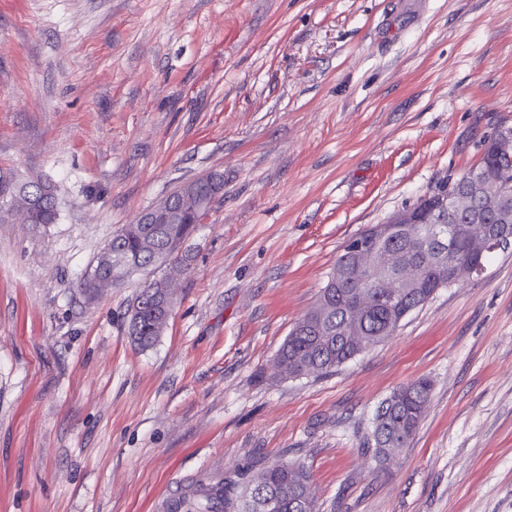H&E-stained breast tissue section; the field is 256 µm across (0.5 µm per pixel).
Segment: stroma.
I'll return each mask as SVG.
<instances>
[{
  "instance_id": "1",
  "label": "stroma",
  "mask_w": 512,
  "mask_h": 512,
  "mask_svg": "<svg viewBox=\"0 0 512 512\" xmlns=\"http://www.w3.org/2000/svg\"><path fill=\"white\" fill-rule=\"evenodd\" d=\"M512 125V0H0V175L52 224L0 222V512H165L260 461L319 512H512V247L335 373L275 355L362 230ZM218 171L156 344L83 275L122 225ZM433 384L409 442L373 417ZM29 191L9 196L12 208L7 217L14 211L21 212L27 224H51L56 217L55 197L51 190L39 183L25 185ZM431 382L419 379L396 388L376 408L373 424L375 456L386 461L392 451L405 447L415 435L426 411Z\"/></svg>"
}]
</instances>
